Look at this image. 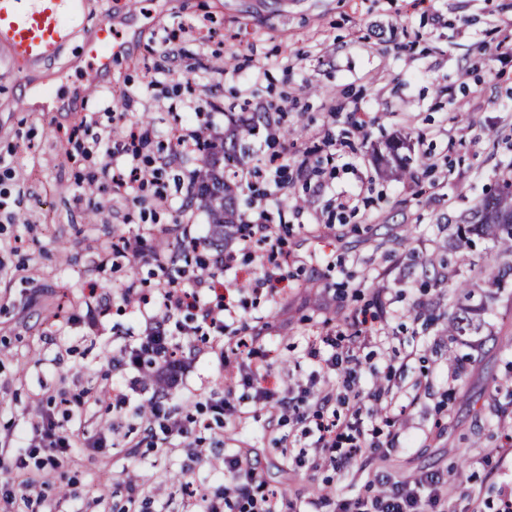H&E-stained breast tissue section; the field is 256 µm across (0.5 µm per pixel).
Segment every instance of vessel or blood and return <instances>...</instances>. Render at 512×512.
I'll return each mask as SVG.
<instances>
[{
  "instance_id": "1",
  "label": "vessel or blood",
  "mask_w": 512,
  "mask_h": 512,
  "mask_svg": "<svg viewBox=\"0 0 512 512\" xmlns=\"http://www.w3.org/2000/svg\"><path fill=\"white\" fill-rule=\"evenodd\" d=\"M88 0H0V60L19 71L34 70L55 59L76 38ZM112 26L102 23L84 43L93 62L91 83L111 72Z\"/></svg>"
}]
</instances>
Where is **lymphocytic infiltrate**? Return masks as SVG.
Here are the masks:
<instances>
[{
    "mask_svg": "<svg viewBox=\"0 0 512 512\" xmlns=\"http://www.w3.org/2000/svg\"><path fill=\"white\" fill-rule=\"evenodd\" d=\"M113 122V128L107 130L97 129L92 120L82 123L86 139L81 147L90 166L81 177L82 187L75 191L73 199L99 212L107 208L109 200L89 195L87 186L104 185L135 201L148 182L140 167H132L126 174L113 169V157L131 153L143 138L139 125L126 123L124 115L114 116ZM165 233V228L152 227L147 235H137L125 241L127 254L159 269L164 277L158 283V295L153 299L144 296L142 281L131 279L125 283L123 296L136 302L144 327L134 342L120 348L118 358L112 361L117 375L112 380L111 391L118 402H126L130 393L141 390L144 370H151L154 380L164 386L163 391L153 392L149 400L152 420L148 429L152 448L166 450L176 437L191 443L196 431L209 426L208 420L182 419L166 409L184 365L181 347L173 337L177 330L188 335L206 331L215 337L226 338L228 348L240 357L237 367L239 386L253 391L255 401L270 404L273 416L283 421L293 420L301 426L313 450L312 467L342 468L367 447L370 430L366 420L374 413L370 403L377 400L378 395L373 392L364 398L355 390L354 382L361 365L359 357L337 352L325 357L321 347L331 344V337H324L320 342L311 341L308 358L318 361L324 373L342 374L344 392L333 398L327 394L315 396L306 390L298 396L290 387L280 391L267 387V368L252 363L261 350L259 337H229L225 334L228 324L238 317L239 294L248 289L271 295L281 283V274L273 270L275 254L282 243L278 229L260 221L240 225L238 249L234 252L223 250L221 242L211 234L201 237L186 234L176 247L145 249L147 238L161 237ZM185 253L196 256L194 266L188 270L179 266ZM241 254L259 260L261 273L245 285L226 284L224 273L233 268ZM334 400L341 405V412H330L329 404ZM78 444L85 448H104L108 440L101 434H83L78 427L65 429L52 415H44L41 424L17 436L13 451L0 452V469L8 473L7 478L0 481V503H13L17 492L33 489L38 482L37 476L26 470L22 449L40 450V468L49 472L56 469L60 459ZM224 469L231 473L232 480L225 485L223 496H198V512H288L289 504L284 496L265 488L259 482L255 468L243 467L238 455L225 456ZM441 485V475L431 473L395 483L365 499L344 501L338 509L339 512H447Z\"/></svg>",
    "mask_w": 512,
    "mask_h": 512,
    "instance_id": "f902f5d3",
    "label": "lymphocytic infiltrate"
}]
</instances>
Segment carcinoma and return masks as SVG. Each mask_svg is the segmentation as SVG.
<instances>
[{
  "label": "carcinoma",
  "mask_w": 512,
  "mask_h": 512,
  "mask_svg": "<svg viewBox=\"0 0 512 512\" xmlns=\"http://www.w3.org/2000/svg\"><path fill=\"white\" fill-rule=\"evenodd\" d=\"M265 117L254 113L248 117L240 116L234 123L224 142L216 147L204 140L200 148L207 151L199 166L195 169V182L198 191L205 198V205L211 223L224 229V237L236 233L239 219V196L241 185L238 171L253 158L252 139L257 134L260 122ZM386 155L381 164L386 172L396 179L411 178V158L400 153L395 142L385 145ZM491 210L512 216V182L503 179L500 189L486 195L471 209L468 217L457 225L458 232L464 235L489 237L501 245L498 258L502 259L498 274L489 281V287L499 289L508 274L512 273V222L496 223L489 221ZM454 291L457 294L453 309L448 313V335L461 336L479 329L476 316L485 311V302L472 304L474 291L469 280L458 282Z\"/></svg>",
  "instance_id": "obj_1"
}]
</instances>
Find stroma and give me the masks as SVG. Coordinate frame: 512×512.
<instances>
[{
	"label": "stroma",
	"mask_w": 512,
	"mask_h": 512,
	"mask_svg": "<svg viewBox=\"0 0 512 512\" xmlns=\"http://www.w3.org/2000/svg\"><path fill=\"white\" fill-rule=\"evenodd\" d=\"M83 25L110 21L124 47L103 90L86 93L81 41L30 76L0 64V154L15 152V175L0 170V196L18 201V224L0 223V445L40 420L48 396L99 392L112 382V358L140 323L120 286L131 277L155 284L151 267L124 257L107 279L105 329L94 334L73 324L86 314L82 284L96 259L118 238L148 225L166 228L167 242L197 232L208 214L186 204L183 176L197 155L171 159L172 112H183L186 80L205 102L221 106L212 121L228 128L230 115L266 114L255 139L260 159L282 154V185L265 184L256 199L242 189L240 213L250 223L257 209L283 226L288 260L279 294L244 295L232 331L271 337V387L307 382L315 367L306 357L310 337H335L340 350L362 362L360 392L382 395L385 414L369 419L379 448L359 453L342 470L313 469L299 460L308 444L295 423L272 419L267 405L242 404L243 416L202 431L193 449L175 443L148 451L146 404L132 396L122 411L109 399L85 415L88 434L112 435L109 448H77L47 474L46 499L66 488L68 512H120L128 482L143 484L148 512H193L172 477L185 474L195 488H224L225 454H242L269 489L300 505L372 494V480L395 482L442 473L448 512H497L512 490V275L482 314L478 332L443 335L453 268L425 271L429 259L453 244L456 224L487 194L512 161V0H90ZM193 25L179 58L164 37ZM234 57L219 72L217 56ZM260 72L258 84L246 75ZM63 75L75 90L71 111L31 112L21 90L27 82ZM112 89L111 105L103 92ZM463 119H455L456 110ZM144 123L137 157L163 166L169 205L151 198L132 205L112 199L111 215L74 204L72 190L85 163L68 133L82 117L109 127L111 112ZM290 126L297 134L282 140ZM402 138L411 156L433 167L405 180L380 177L376 151ZM358 196L354 211L339 213L341 193ZM301 206L279 207L283 197ZM372 316L382 339L359 346L352 320ZM197 361L182 394H197L187 413L201 415L210 396L224 393L228 373L209 336H179ZM112 484L104 503L96 488Z\"/></svg>",
	"instance_id": "35a3bbf8"
}]
</instances>
